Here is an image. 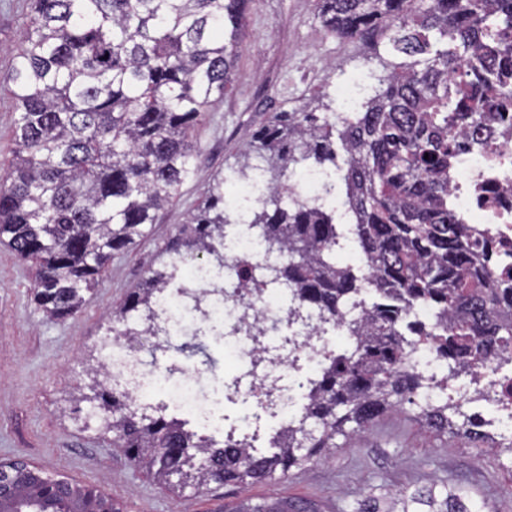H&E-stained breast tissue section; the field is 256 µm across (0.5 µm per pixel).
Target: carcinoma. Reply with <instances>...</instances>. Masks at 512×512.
Returning <instances> with one entry per match:
<instances>
[{
	"instance_id": "cac0c4a2",
	"label": "carcinoma",
	"mask_w": 512,
	"mask_h": 512,
	"mask_svg": "<svg viewBox=\"0 0 512 512\" xmlns=\"http://www.w3.org/2000/svg\"><path fill=\"white\" fill-rule=\"evenodd\" d=\"M252 0H30L8 80L20 115L14 159L0 181V243L36 269L34 299L49 318L65 320L91 299L112 258L156 223L195 174L193 135L212 102L224 97L239 56ZM323 29L341 40L384 48L385 75L362 109L280 112L261 127L245 155L263 164L271 192L253 211L269 251L283 255L270 280L297 307L341 325L364 289L371 301L347 324L350 342L325 356L308 402L267 449L247 452V436L227 432L222 446L186 428L161 406L136 409L101 381L97 412L112 414V443L134 464L167 482L175 474L202 487L246 489L286 475L350 440L405 404L428 432L465 442L483 435L448 398V375L408 365L419 342L456 375L478 377L512 346V320L490 324L488 273L474 266L465 228L448 206V168L459 139L478 133L499 111L512 75V0H317ZM339 189L369 276L337 258L338 229L328 212L288 201L285 173L301 163L337 167ZM224 178L182 236L163 250L168 261L127 295L112 331L125 336L137 317L153 333L151 300L194 252L223 263ZM221 287L193 293L206 317ZM434 311L422 321L420 305ZM34 492L68 512L62 490L45 478ZM470 489L450 483L443 497L398 492L365 495L356 512H484ZM233 512H320L276 503Z\"/></svg>"
}]
</instances>
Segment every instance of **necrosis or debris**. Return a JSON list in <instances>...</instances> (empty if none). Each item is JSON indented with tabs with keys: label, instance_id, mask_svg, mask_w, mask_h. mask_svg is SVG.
I'll use <instances>...</instances> for the list:
<instances>
[{
	"label": "necrosis or debris",
	"instance_id": "4bbe7bcc",
	"mask_svg": "<svg viewBox=\"0 0 512 512\" xmlns=\"http://www.w3.org/2000/svg\"><path fill=\"white\" fill-rule=\"evenodd\" d=\"M479 138L480 149L464 150L455 157L448 177V203L464 225L469 242L478 245L477 266L500 281L512 271V99L504 111L492 113ZM288 185L298 200L342 214L343 201L329 171L307 168L291 175ZM268 192V184L247 176L238 178L227 204L230 222L224 228L223 264L194 265L191 276H179L155 295L153 307L157 324L169 337L183 335L199 323L188 290L223 282L227 296L214 301L209 319L223 325L225 351L244 364L257 357L265 361L264 369L249 383L229 375L228 396L252 404L249 425L261 424L266 431L274 432L294 417L298 389L305 387L310 373L323 368L325 354L335 350L344 331L314 317L289 318L287 288L264 283L256 289L238 277L240 267H250L258 276L281 260L280 254L266 250L249 223L252 209ZM127 330V335L106 347L103 364L132 403L143 406L162 398L167 411L188 417L211 435L223 434L220 405L209 401L198 388L203 370L190 364L180 372H167L157 359L133 349L140 326L131 323ZM292 355L309 362L310 373H302L296 364L289 363ZM491 383L497 388V398L492 411L483 418L481 431L498 446L512 442V348L500 351L488 362L480 379L465 384L449 379L448 391L462 406L475 411L482 401L481 390ZM270 390L279 397L271 415L263 407L264 395Z\"/></svg>",
	"mask_w": 512,
	"mask_h": 512
}]
</instances>
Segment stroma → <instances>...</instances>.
I'll use <instances>...</instances> for the list:
<instances>
[{
  "label": "stroma",
  "mask_w": 512,
  "mask_h": 512,
  "mask_svg": "<svg viewBox=\"0 0 512 512\" xmlns=\"http://www.w3.org/2000/svg\"><path fill=\"white\" fill-rule=\"evenodd\" d=\"M316 0H251L232 83L195 133L196 174L155 224L115 256L92 299L75 317L55 321L37 308L32 272L0 243V460L36 464L44 475L94 486L121 512H224L240 503L309 502L322 512H353L361 494L441 489L461 482L488 512H512V457L487 443L423 433L414 409L380 418L355 443L337 438L335 453L287 475L241 490L210 485L198 492L165 490L125 458L89 416L100 342L115 311L136 288L168 240L178 237L215 177L241 168L253 134L279 112L322 111V92H335L339 73L353 74L369 49L327 34ZM30 19L29 0H0V177L15 147L18 104L8 79L13 54Z\"/></svg>",
  "instance_id": "stroma-1"
}]
</instances>
